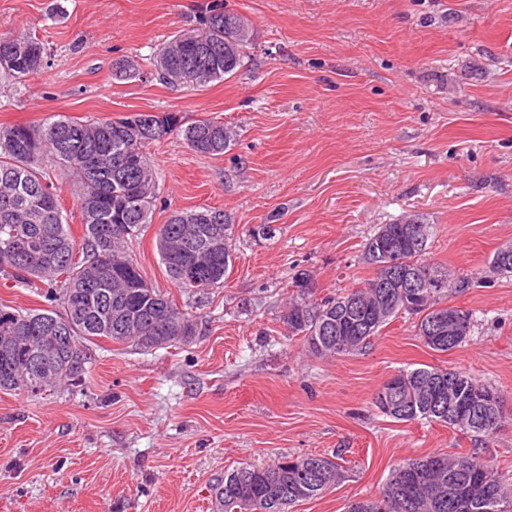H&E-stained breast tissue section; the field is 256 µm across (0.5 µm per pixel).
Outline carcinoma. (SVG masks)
I'll list each match as a JSON object with an SVG mask.
<instances>
[{"instance_id":"carcinoma-1","label":"carcinoma","mask_w":512,"mask_h":512,"mask_svg":"<svg viewBox=\"0 0 512 512\" xmlns=\"http://www.w3.org/2000/svg\"><path fill=\"white\" fill-rule=\"evenodd\" d=\"M236 13L210 6V78L206 87L235 75L253 38L224 47L221 23ZM199 32L179 34L150 58L161 79L200 62L193 45ZM181 44L179 53L172 46ZM45 48L27 35L0 36V74L22 79L38 73ZM175 134L194 153L215 156L236 142V130L211 118L186 126L173 116L156 118L138 112L119 119H73L54 115L40 125L0 127V274L28 288L44 289L49 309H20L0 303V391L43 394L62 384H78L92 360L97 339L133 343L141 349L187 344L196 335L195 321L174 299L155 288L128 251V242L151 222L156 182L147 146ZM136 165H125L128 154ZM59 169L79 187L83 235L77 243L43 165ZM233 224L220 209L173 212L156 232L161 264L174 285L200 293L224 284L233 267ZM431 225L419 216L380 224L366 240L362 260L373 270L358 286L317 297L315 279L306 269L291 277L293 292L282 314L292 336L319 356H352L399 315L417 318L423 343L448 353L465 343L475 326L473 313L443 300L482 281V273H457L424 258ZM396 269L416 272L422 286L392 289L381 300L378 287L387 257ZM437 323L442 334L425 327ZM68 337V347L46 362L43 374L30 377L31 356L50 336ZM392 391L393 406L379 400ZM477 393L502 398L494 386L462 369L430 366L398 371L375 392L373 405L398 421L445 423L483 442L512 421L503 402L487 408ZM341 479L340 466L321 455L285 457L271 466L246 465L224 471L212 486L218 512H286L317 498ZM348 512H512L492 461L477 452H434L409 458L395 467L373 499L357 501Z\"/></svg>"}]
</instances>
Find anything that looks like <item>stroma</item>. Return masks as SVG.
I'll use <instances>...</instances> for the list:
<instances>
[{
  "instance_id": "obj_1",
  "label": "stroma",
  "mask_w": 512,
  "mask_h": 512,
  "mask_svg": "<svg viewBox=\"0 0 512 512\" xmlns=\"http://www.w3.org/2000/svg\"><path fill=\"white\" fill-rule=\"evenodd\" d=\"M210 2L0 0V36L47 50L37 74L0 78V127L152 112L237 131L216 156L175 135L148 148L157 200L129 252L195 320L193 341L146 352L102 339L83 386L0 391V512H213L225 470L306 454L345 477L288 512H346L405 459L475 450L446 424L373 407L404 368L467 370L512 414L511 274L450 295L475 327L445 354L408 315L340 358L310 354L281 320L296 270L321 297L370 277L363 246L381 224L419 216L427 258L464 271L512 244V0H224L255 29L241 69L204 88L165 83L149 55L201 27ZM122 59L140 75L116 79ZM198 207L230 215L234 263L223 286L187 295L155 235ZM261 224L273 237L253 236Z\"/></svg>"
}]
</instances>
